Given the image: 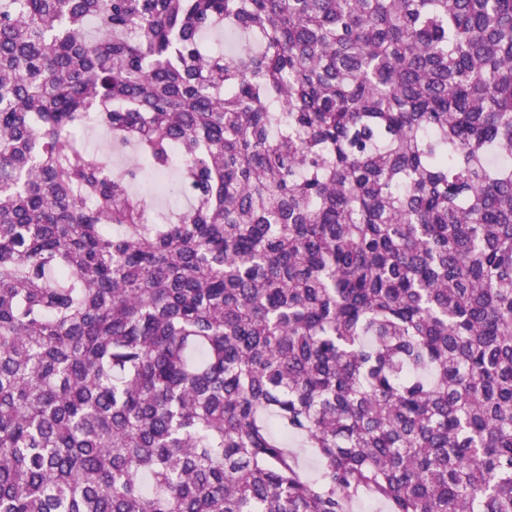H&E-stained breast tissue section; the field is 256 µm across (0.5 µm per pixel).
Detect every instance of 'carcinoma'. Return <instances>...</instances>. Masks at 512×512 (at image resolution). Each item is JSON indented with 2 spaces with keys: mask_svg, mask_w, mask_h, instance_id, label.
Segmentation results:
<instances>
[{
  "mask_svg": "<svg viewBox=\"0 0 512 512\" xmlns=\"http://www.w3.org/2000/svg\"><path fill=\"white\" fill-rule=\"evenodd\" d=\"M366 499L512 512V0H0V512ZM84 142L87 147L99 150L112 164L117 167L126 166L128 158L131 156L129 149L122 152H115L110 147V143L106 135L97 128L87 129L85 132Z\"/></svg>",
  "mask_w": 512,
  "mask_h": 512,
  "instance_id": "carcinoma-1",
  "label": "carcinoma"
}]
</instances>
